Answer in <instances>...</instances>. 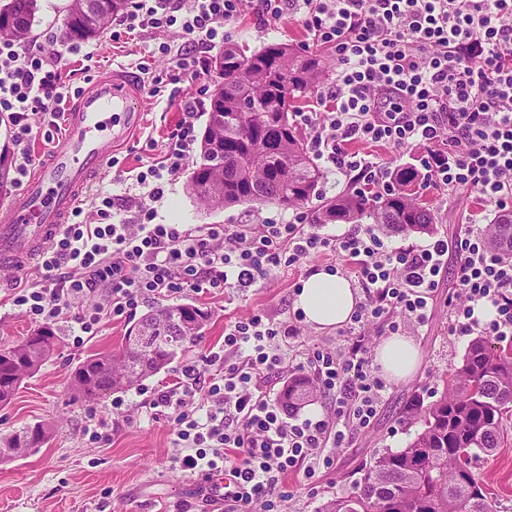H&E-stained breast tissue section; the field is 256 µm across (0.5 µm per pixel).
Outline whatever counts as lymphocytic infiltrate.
Masks as SVG:
<instances>
[{"instance_id": "f902f5d3", "label": "lymphocytic infiltrate", "mask_w": 512, "mask_h": 512, "mask_svg": "<svg viewBox=\"0 0 512 512\" xmlns=\"http://www.w3.org/2000/svg\"><path fill=\"white\" fill-rule=\"evenodd\" d=\"M248 11L261 22L299 20L313 43L332 50L336 69L317 91L326 111L295 118L310 154L354 191L376 199L391 187L393 171L373 155L347 152V144L421 146L427 186L467 189L512 212V0H132L114 18L112 38H158L170 79L190 82L206 73L225 27ZM173 28L181 41H161ZM78 51L58 38L0 40V114L11 124L17 177L36 161L30 116L58 129L63 105L77 94L61 70ZM200 106L193 96L181 101L160 161L135 176V194L119 205L101 195L91 210L75 209L40 257V281L18 289L12 303L36 322L72 318L70 337L79 346L103 320L130 317L149 298L244 293L303 256L334 253L364 294L336 349L289 362L281 343L298 337L299 327L254 314L225 328L223 352L186 364L175 384L149 400L176 419L187 449L181 470L227 473L224 512H250L256 500L280 497L288 473L311 478L317 466H332L371 426L389 387L372 368L365 332L401 335L426 326L448 251L458 259L451 334L512 336V255L488 246L489 227L478 213L456 243L435 235L399 250L359 228L323 236L307 229L302 212L285 224L156 223L148 202L162 197L190 159ZM96 293L100 302L84 306ZM483 301L496 310L485 324L473 316ZM293 371L308 374L328 396L329 413L282 416L266 380ZM200 395L209 404L202 416L189 409Z\"/></svg>"}]
</instances>
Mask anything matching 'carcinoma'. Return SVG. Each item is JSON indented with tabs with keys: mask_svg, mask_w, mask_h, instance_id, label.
<instances>
[{
	"mask_svg": "<svg viewBox=\"0 0 512 512\" xmlns=\"http://www.w3.org/2000/svg\"><path fill=\"white\" fill-rule=\"evenodd\" d=\"M128 5L129 0H70L60 37L73 43L98 37ZM36 11L37 0L0 4V40L26 41ZM214 68L222 80L213 86L199 161L187 180L189 193L212 210L267 203L290 209L311 201L324 175L290 117L289 103L327 79L328 63L286 43H269L250 54L226 43ZM418 178L414 169L400 168L381 198L342 193L316 206L310 221L374 224L386 235L429 232L433 217L411 189ZM489 243L512 250L511 214L495 216ZM208 320V313L189 303L155 307L133 326L150 337L151 349L125 343L116 354L86 356L72 373V399L98 402L130 390L183 355L202 337ZM60 343L53 327L40 326L18 343L0 347V408L12 402L24 379L36 374ZM315 393L310 379L294 377L279 400L294 411ZM510 415L512 342L479 334L443 379L441 394L408 413L417 429L407 445L374 456L354 490L326 500L319 512H497L472 459L501 447L502 423ZM52 431V424L37 422L1 436L0 460L41 447Z\"/></svg>",
	"mask_w": 512,
	"mask_h": 512,
	"instance_id": "carcinoma-1",
	"label": "carcinoma"
}]
</instances>
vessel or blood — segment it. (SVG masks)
<instances>
[{
  "mask_svg": "<svg viewBox=\"0 0 512 512\" xmlns=\"http://www.w3.org/2000/svg\"><path fill=\"white\" fill-rule=\"evenodd\" d=\"M143 90L112 69L84 89L67 114V134L25 187L0 203V267H25L50 245L113 147L141 124Z\"/></svg>",
  "mask_w": 512,
  "mask_h": 512,
  "instance_id": "obj_1",
  "label": "vessel or blood"
}]
</instances>
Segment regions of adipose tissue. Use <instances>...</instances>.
<instances>
[{"label":"adipose tissue","mask_w":512,"mask_h":512,"mask_svg":"<svg viewBox=\"0 0 512 512\" xmlns=\"http://www.w3.org/2000/svg\"><path fill=\"white\" fill-rule=\"evenodd\" d=\"M295 307L302 311L307 323L321 327L339 326L354 312L356 295L346 279L320 271L303 281ZM376 361L388 379L398 382L416 372L420 355L411 339L395 335L378 347Z\"/></svg>","instance_id":"ef3b65f1"}]
</instances>
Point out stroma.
<instances>
[{
  "instance_id": "obj_1",
  "label": "stroma",
  "mask_w": 512,
  "mask_h": 512,
  "mask_svg": "<svg viewBox=\"0 0 512 512\" xmlns=\"http://www.w3.org/2000/svg\"><path fill=\"white\" fill-rule=\"evenodd\" d=\"M224 35L227 42L250 51L272 42L290 44L302 53L315 50L299 24L264 26L249 14L226 26ZM154 47V40L142 36L116 42L103 35L86 41L83 53L71 56L62 78L83 87L111 65L138 71L141 57ZM219 79L211 69L196 82L170 84L163 95L144 96L140 130L126 149L117 151L118 168H105L93 180L90 195L105 192L121 198L131 193L128 171L158 159V152L149 150L148 144L163 140L174 129L180 118V99L191 93L208 101ZM187 178V172H180L164 196L153 202L157 223L261 224L285 222L292 216L291 210L275 205L206 209L188 194ZM415 193L433 215L434 234L452 242L466 232L470 214L480 212L488 220L494 216L491 206L466 190L442 192L420 181ZM335 262L332 253H314L243 294H182L181 302L194 304L209 315L202 338L190 346L186 356L123 392L124 406L118 412L108 398L96 405L71 401L70 378L87 355L120 350L131 320L103 321L96 335L79 347L71 343L69 324L56 323L62 338L59 350L25 381L12 404L0 409V436L39 421L54 422V433L38 451L0 462V512H224L223 484L217 476H192L180 469L175 461L180 451L176 422L169 415H154L145 392L175 383L186 363L199 360L209 350H221L224 327L231 322L256 313L282 324L291 322L296 284ZM456 265V254L448 253L444 283L432 304L429 323L412 336L420 353L418 370L408 380L391 383L389 399L372 427L354 438L332 468L318 469L311 478L300 472L288 474L282 483L283 500L271 508L257 501L251 512H318L328 498L349 493L362 465L376 454L406 446L415 433L406 420L407 411L431 402L441 376L459 365L470 342L469 337L451 335L448 329V298L455 291ZM39 277L35 262L21 271L0 270V346L15 344L34 329V321L13 306L11 297L15 286L32 285ZM91 415L105 422L103 440L91 441L83 434ZM503 435L501 448L493 455L480 456L476 466L495 494L500 512H512V418L504 420Z\"/></svg>"
}]
</instances>
